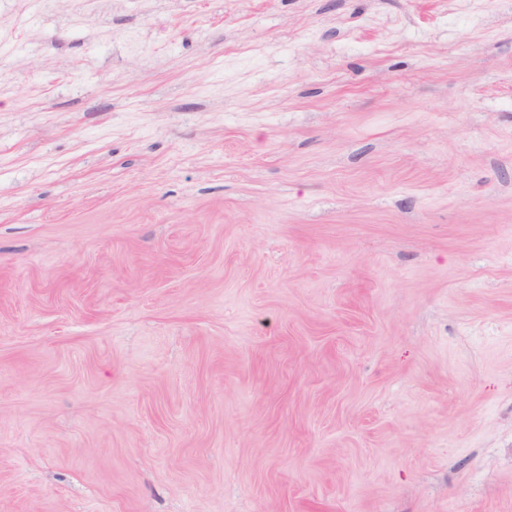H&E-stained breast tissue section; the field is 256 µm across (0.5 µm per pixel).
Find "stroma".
I'll return each mask as SVG.
<instances>
[{
	"label": "stroma",
	"mask_w": 512,
	"mask_h": 512,
	"mask_svg": "<svg viewBox=\"0 0 512 512\" xmlns=\"http://www.w3.org/2000/svg\"><path fill=\"white\" fill-rule=\"evenodd\" d=\"M0 512H512V0H0Z\"/></svg>",
	"instance_id": "35a3bbf8"
}]
</instances>
